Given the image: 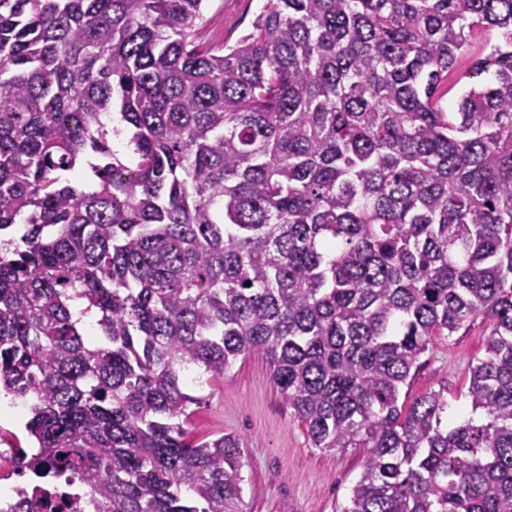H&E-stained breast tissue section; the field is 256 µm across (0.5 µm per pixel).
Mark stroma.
<instances>
[{"instance_id":"stroma-1","label":"stroma","mask_w":512,"mask_h":512,"mask_svg":"<svg viewBox=\"0 0 512 512\" xmlns=\"http://www.w3.org/2000/svg\"><path fill=\"white\" fill-rule=\"evenodd\" d=\"M266 4L208 0L201 45H234ZM488 333L487 322L477 320L454 336L435 338L405 389L407 397L442 389L451 412L469 415V369L484 357ZM197 394L194 437L232 433L240 439L246 512H340L363 469L365 450L313 447L282 403L262 358L238 357L223 380Z\"/></svg>"}]
</instances>
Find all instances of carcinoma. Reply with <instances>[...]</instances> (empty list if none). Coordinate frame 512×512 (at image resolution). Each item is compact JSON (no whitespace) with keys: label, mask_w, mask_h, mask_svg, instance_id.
I'll list each match as a JSON object with an SVG mask.
<instances>
[{"label":"carcinoma","mask_w":512,"mask_h":512,"mask_svg":"<svg viewBox=\"0 0 512 512\" xmlns=\"http://www.w3.org/2000/svg\"><path fill=\"white\" fill-rule=\"evenodd\" d=\"M205 2L0 0V386L32 397L26 468L81 477L95 512H244L240 439L192 437L188 378L258 354L313 447L366 449L342 512H512V0H268L202 49ZM478 318L470 416L401 399ZM479 57V45L475 44L474 50L471 51L463 60L459 63L456 73L448 76V85L444 84L439 93L443 94V103L448 109V103L454 104L457 93L466 87L481 83L486 80L487 76L482 74L476 76L473 71L470 70L473 62ZM448 88V93L446 90Z\"/></svg>","instance_id":"1"}]
</instances>
